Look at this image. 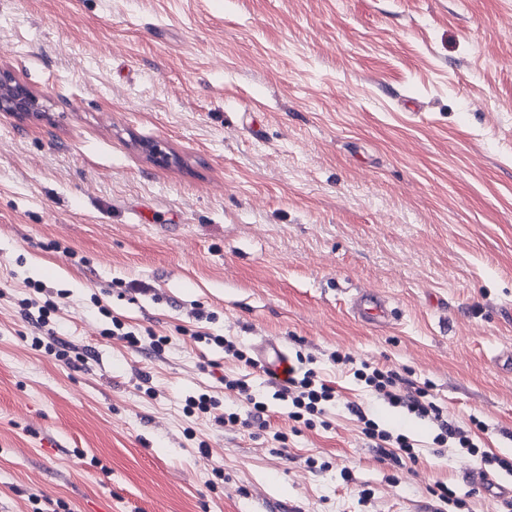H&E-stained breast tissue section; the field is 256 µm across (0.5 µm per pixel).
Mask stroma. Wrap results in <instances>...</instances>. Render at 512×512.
Masks as SVG:
<instances>
[{
  "instance_id": "35a3bbf8",
  "label": "stroma",
  "mask_w": 512,
  "mask_h": 512,
  "mask_svg": "<svg viewBox=\"0 0 512 512\" xmlns=\"http://www.w3.org/2000/svg\"><path fill=\"white\" fill-rule=\"evenodd\" d=\"M0 67L40 102L0 112V512H434L438 483L502 512L328 356L410 370L512 456V0H0ZM36 283L86 364L32 347ZM364 291L388 325L354 317ZM115 318L172 342L129 347ZM200 332L312 357L324 425L292 432ZM227 375L285 449L184 413L206 393L247 417ZM351 402L418 462L379 460Z\"/></svg>"
}]
</instances>
